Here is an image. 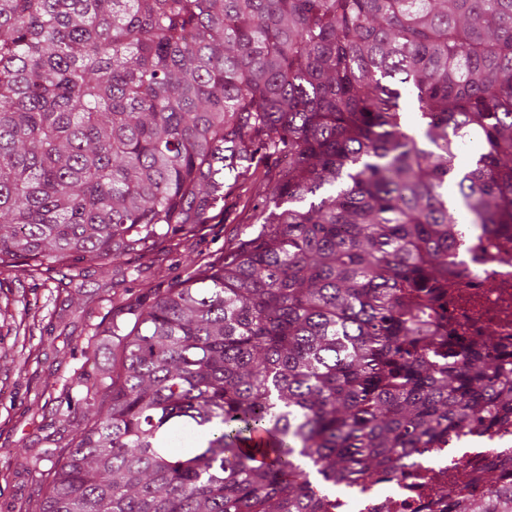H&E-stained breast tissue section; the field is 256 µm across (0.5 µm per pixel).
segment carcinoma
<instances>
[{
    "label": "carcinoma",
    "instance_id": "carcinoma-1",
    "mask_svg": "<svg viewBox=\"0 0 512 512\" xmlns=\"http://www.w3.org/2000/svg\"><path fill=\"white\" fill-rule=\"evenodd\" d=\"M247 178L257 228L92 329L38 512H334L512 417L509 356L439 312L448 183L512 224V0H0V274L68 288Z\"/></svg>",
    "mask_w": 512,
    "mask_h": 512
}]
</instances>
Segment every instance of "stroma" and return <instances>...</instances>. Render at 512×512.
Returning a JSON list of instances; mask_svg holds the SVG:
<instances>
[{"instance_id": "35a3bbf8", "label": "stroma", "mask_w": 512, "mask_h": 512, "mask_svg": "<svg viewBox=\"0 0 512 512\" xmlns=\"http://www.w3.org/2000/svg\"><path fill=\"white\" fill-rule=\"evenodd\" d=\"M251 218L249 195L237 189L179 252L119 258L108 271L89 270L67 292L50 284L12 283L7 293L15 300V316L36 311L49 332L27 337L29 366L24 373L15 363L14 337L0 336V512H31L45 495L60 461L58 450L70 440L58 409L71 396L73 378L89 368L85 348L94 324L112 304L142 296L145 286L164 289L174 284L188 258L223 255Z\"/></svg>"}]
</instances>
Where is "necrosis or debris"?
Returning a JSON list of instances; mask_svg holds the SVG:
<instances>
[{"label": "necrosis or debris", "mask_w": 512, "mask_h": 512, "mask_svg": "<svg viewBox=\"0 0 512 512\" xmlns=\"http://www.w3.org/2000/svg\"><path fill=\"white\" fill-rule=\"evenodd\" d=\"M465 243L449 251L453 273L443 307L448 329L478 342L493 337L512 353V225L483 233L464 225ZM512 487V419L491 429L461 426L445 443L422 451L404 474L353 485L336 500V512H463L478 500L487 472Z\"/></svg>", "instance_id": "obj_1"}]
</instances>
